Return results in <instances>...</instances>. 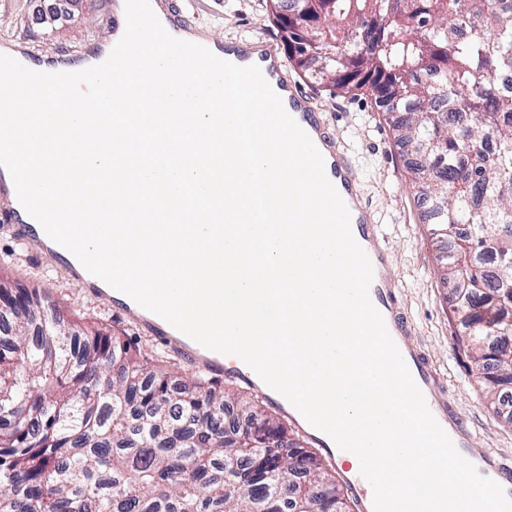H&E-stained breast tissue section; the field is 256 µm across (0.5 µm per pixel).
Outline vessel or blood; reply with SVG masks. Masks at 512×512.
<instances>
[{
    "mask_svg": "<svg viewBox=\"0 0 512 512\" xmlns=\"http://www.w3.org/2000/svg\"><path fill=\"white\" fill-rule=\"evenodd\" d=\"M155 14L174 37L190 30L191 20L178 0H151ZM225 60L240 66H258L272 89L281 97L284 107L308 134L325 160V172L344 200L356 231L355 239L368 255L373 267L370 299L381 313L393 341L401 352L414 380L421 389L433 416L454 443L459 453L477 470L498 482L512 497V465L502 455L477 447L472 431L452 412L441 377L413 337L411 323L402 307L399 288L392 278L390 250L377 213L363 197L350 155L331 128L325 112L291 76L287 60L270 42L261 38L231 40L217 46ZM117 307L126 316L150 332L162 345L173 348L208 372L224 376L250 389H258L259 379L240 366H226L223 354L202 350L201 346L182 343L175 328L156 314L142 308L130 297H123ZM266 400L328 458L336 459L339 450L333 440L310 425L302 415L273 389H265ZM356 512H374L373 491L361 474L342 478Z\"/></svg>",
    "mask_w": 512,
    "mask_h": 512,
    "instance_id": "1",
    "label": "vessel or blood"
}]
</instances>
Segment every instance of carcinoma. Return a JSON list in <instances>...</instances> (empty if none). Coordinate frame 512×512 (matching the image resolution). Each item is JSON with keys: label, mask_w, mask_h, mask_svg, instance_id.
Wrapping results in <instances>:
<instances>
[{"label": "carcinoma", "mask_w": 512, "mask_h": 512, "mask_svg": "<svg viewBox=\"0 0 512 512\" xmlns=\"http://www.w3.org/2000/svg\"><path fill=\"white\" fill-rule=\"evenodd\" d=\"M303 76L371 90L443 248L460 348L512 426V0H266ZM0 512H347L326 460L202 376L0 287Z\"/></svg>", "instance_id": "1"}]
</instances>
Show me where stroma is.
I'll use <instances>...</instances> for the list:
<instances>
[{"label":"stroma","instance_id":"obj_1","mask_svg":"<svg viewBox=\"0 0 512 512\" xmlns=\"http://www.w3.org/2000/svg\"><path fill=\"white\" fill-rule=\"evenodd\" d=\"M198 2L197 24L216 41L260 37L281 46L279 29L263 0ZM111 6L112 0H84L75 24L49 34L34 21L42 7L40 0H0V46L13 43L34 60L64 62L92 42H107L111 30L106 12ZM302 85L321 103L333 130L358 164L361 189L378 211L388 236L391 273L401 289L418 343L443 380L450 406L472 429L478 447L512 459V428L494 413L486 387L475 383L472 365L457 345L458 329L446 304L450 286L439 273V249L421 221L418 193L391 127L368 92L345 95L308 79ZM0 279L16 288L37 289L43 302L73 327L100 329L119 337L141 355L158 360L177 378L198 372L195 365L159 344L108 301L85 291L59 260L40 256L19 242L1 221Z\"/></svg>","mask_w":512,"mask_h":512}]
</instances>
